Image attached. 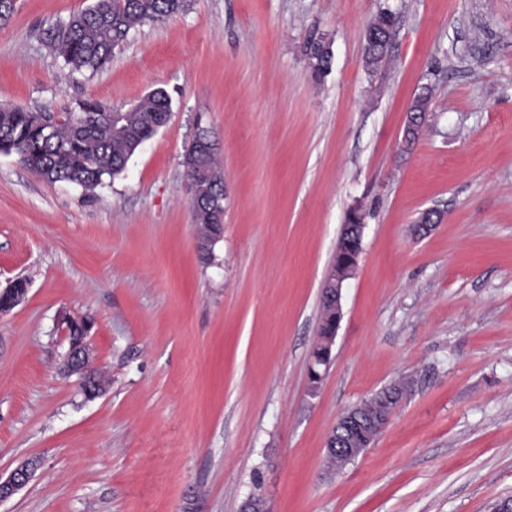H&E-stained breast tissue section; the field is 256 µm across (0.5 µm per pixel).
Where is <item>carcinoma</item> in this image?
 <instances>
[{
	"mask_svg": "<svg viewBox=\"0 0 512 512\" xmlns=\"http://www.w3.org/2000/svg\"><path fill=\"white\" fill-rule=\"evenodd\" d=\"M186 0H94L89 8L44 32L45 43L57 51L70 72L95 74L111 60L115 48L136 25L162 21L184 11ZM396 14L384 9L365 34V63L376 69L389 54ZM306 54L316 71L330 65L321 41L309 43ZM171 100L162 88L131 110L121 112V132L109 120L112 106L86 100L80 111L62 126L49 130L48 113L22 106L0 105V154L18 161L49 182H66L92 191L104 178L120 174L142 140L152 137L170 111ZM194 217L202 236L216 242L223 235L214 226V210L224 205V183L196 179ZM329 363L325 349L316 347L311 380L321 379L320 368Z\"/></svg>",
	"mask_w": 512,
	"mask_h": 512,
	"instance_id": "1",
	"label": "carcinoma"
}]
</instances>
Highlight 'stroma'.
Here are the masks:
<instances>
[{
  "mask_svg": "<svg viewBox=\"0 0 512 512\" xmlns=\"http://www.w3.org/2000/svg\"><path fill=\"white\" fill-rule=\"evenodd\" d=\"M91 0H16L0 21V105L128 109L167 123L86 193L0 155V473L39 467L0 512H491L512 498V0H187L131 29L94 75L40 38ZM397 15L389 57L364 33ZM331 54L317 73L310 40ZM431 110L413 147L406 112ZM208 131L224 233L197 249L184 161ZM363 252L333 360L309 367L347 213ZM443 219L424 236L423 211ZM87 320L109 379L59 370L61 314ZM407 378L386 428L326 468L338 417ZM396 21V14L393 11L383 9L367 26L364 59L368 67L377 69L388 56ZM27 290V282L22 279H16L3 290L1 289L0 313L7 312L17 306L24 299Z\"/></svg>",
  "mask_w": 512,
  "mask_h": 512,
  "instance_id": "1",
  "label": "stroma"
}]
</instances>
